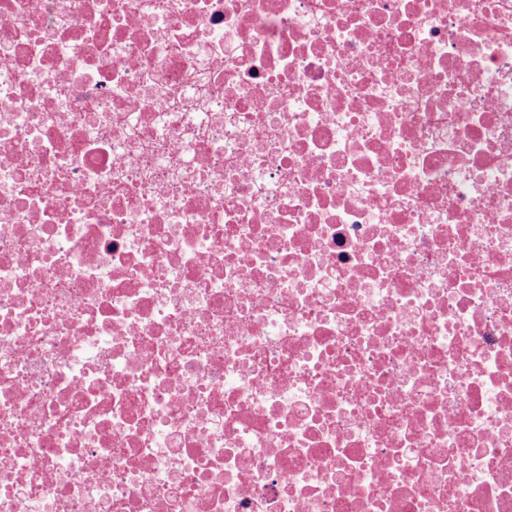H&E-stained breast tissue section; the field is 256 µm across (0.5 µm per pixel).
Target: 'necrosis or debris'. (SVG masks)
<instances>
[{"mask_svg":"<svg viewBox=\"0 0 512 512\" xmlns=\"http://www.w3.org/2000/svg\"><path fill=\"white\" fill-rule=\"evenodd\" d=\"M0 512H512V0H0Z\"/></svg>","mask_w":512,"mask_h":512,"instance_id":"1","label":"necrosis or debris"}]
</instances>
